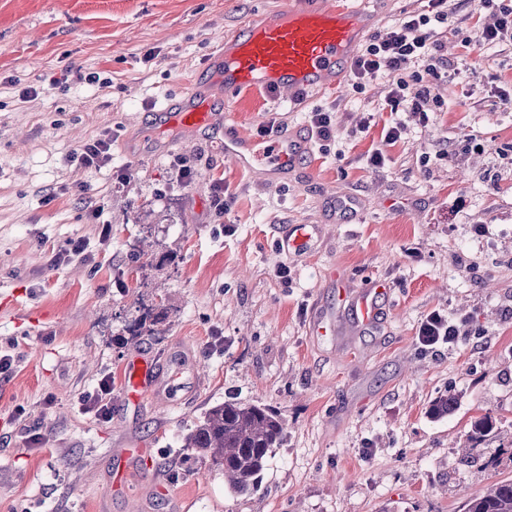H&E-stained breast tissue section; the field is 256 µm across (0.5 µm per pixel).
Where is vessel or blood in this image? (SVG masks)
Returning a JSON list of instances; mask_svg holds the SVG:
<instances>
[{
  "instance_id": "vessel-or-blood-1",
  "label": "vessel or blood",
  "mask_w": 512,
  "mask_h": 512,
  "mask_svg": "<svg viewBox=\"0 0 512 512\" xmlns=\"http://www.w3.org/2000/svg\"><path fill=\"white\" fill-rule=\"evenodd\" d=\"M365 23L359 11L344 0H325L319 7L289 8L258 23L245 24L224 45L214 66V79L224 89L225 103L259 89L275 96L276 102L296 103L300 93L331 89L346 71L351 49ZM164 126L186 132H208L224 127L222 151L226 160L242 170L264 166L266 172L281 173L306 154L300 139L279 132L265 139L251 138L239 126L228 123L201 94L192 92L180 101H164L157 109ZM314 228L294 225L280 241L285 252L310 249ZM390 291L385 281L373 279L363 287L339 284L338 299L355 327L370 329L381 320ZM155 363L136 357L125 367V391L130 400L156 389Z\"/></svg>"
}]
</instances>
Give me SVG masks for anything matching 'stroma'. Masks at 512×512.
I'll use <instances>...</instances> for the list:
<instances>
[{
  "mask_svg": "<svg viewBox=\"0 0 512 512\" xmlns=\"http://www.w3.org/2000/svg\"><path fill=\"white\" fill-rule=\"evenodd\" d=\"M320 2L0 0V353L14 359L0 376V512H464L512 480V41L476 43L491 20L478 0H447L440 52L453 70L406 67L437 99L427 121L392 111L385 78L359 92L341 81L293 109L246 94L236 117L253 138L272 117L303 137L310 112L336 115L335 139L278 175L239 171L221 135L157 130L154 106L210 80L227 35ZM348 3L369 21L365 43L429 5ZM29 86L39 93L23 98ZM395 117L407 129L383 145ZM107 132L108 166L70 161ZM217 182L233 198L221 215ZM291 224L318 225L312 251H279ZM77 238L89 258L54 263ZM336 277L393 283L376 328L353 326ZM318 309L334 334H311ZM434 310L462 321L460 341L425 351L417 326ZM136 356L164 380L180 369L176 398L127 401ZM106 375L103 420L80 400ZM443 395L453 411L433 416ZM228 399L286 427L247 495L182 446ZM485 415L492 431L468 441ZM138 446L148 467L111 492L121 449Z\"/></svg>",
  "mask_w": 512,
  "mask_h": 512,
  "instance_id": "obj_1",
  "label": "stroma"
}]
</instances>
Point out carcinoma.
<instances>
[{
	"mask_svg": "<svg viewBox=\"0 0 512 512\" xmlns=\"http://www.w3.org/2000/svg\"><path fill=\"white\" fill-rule=\"evenodd\" d=\"M280 417L255 404L226 401L211 407L182 438L189 456L211 458L236 493L255 489L272 449L281 445ZM465 512H512V481H500L472 496Z\"/></svg>",
	"mask_w": 512,
	"mask_h": 512,
	"instance_id": "carcinoma-1",
	"label": "carcinoma"
}]
</instances>
